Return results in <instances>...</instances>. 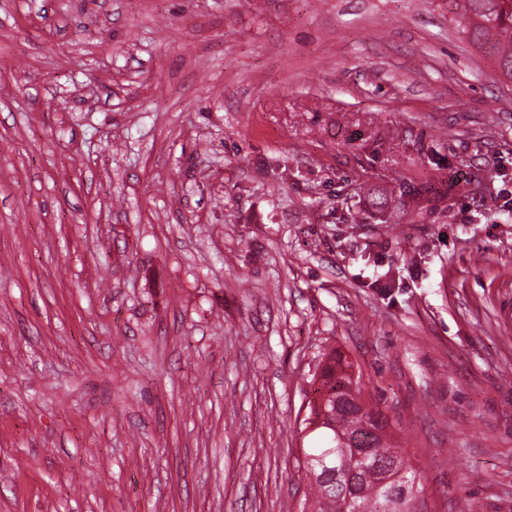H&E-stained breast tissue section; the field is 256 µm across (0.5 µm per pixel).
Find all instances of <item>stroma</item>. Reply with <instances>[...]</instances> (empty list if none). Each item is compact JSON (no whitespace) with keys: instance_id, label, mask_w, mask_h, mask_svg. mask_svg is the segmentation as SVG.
Returning a JSON list of instances; mask_svg holds the SVG:
<instances>
[{"instance_id":"1","label":"stroma","mask_w":512,"mask_h":512,"mask_svg":"<svg viewBox=\"0 0 512 512\" xmlns=\"http://www.w3.org/2000/svg\"><path fill=\"white\" fill-rule=\"evenodd\" d=\"M450 0H0V512H302L331 350L430 512H512V82Z\"/></svg>"}]
</instances>
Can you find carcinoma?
I'll list each match as a JSON object with an SVG mask.
<instances>
[{"instance_id": "cac0c4a2", "label": "carcinoma", "mask_w": 512, "mask_h": 512, "mask_svg": "<svg viewBox=\"0 0 512 512\" xmlns=\"http://www.w3.org/2000/svg\"><path fill=\"white\" fill-rule=\"evenodd\" d=\"M464 32L490 45L498 68L512 80V0H455ZM320 382L308 424L327 436L306 453L310 506L315 512H424L416 472L392 438L387 408L364 398L354 363L331 353L312 376Z\"/></svg>"}]
</instances>
